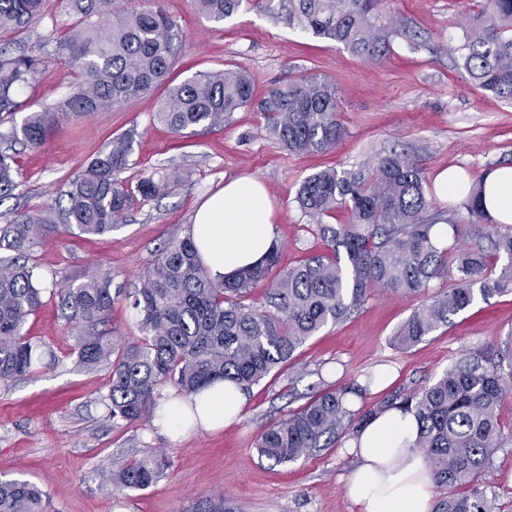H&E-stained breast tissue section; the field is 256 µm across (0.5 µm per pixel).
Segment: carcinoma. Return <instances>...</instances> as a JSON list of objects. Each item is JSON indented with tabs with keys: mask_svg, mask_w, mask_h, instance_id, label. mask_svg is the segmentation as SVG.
<instances>
[{
	"mask_svg": "<svg viewBox=\"0 0 512 512\" xmlns=\"http://www.w3.org/2000/svg\"><path fill=\"white\" fill-rule=\"evenodd\" d=\"M43 0H0V33L24 28L41 12ZM384 0H258L262 11L285 14L317 38L377 61L390 50L393 23H377ZM208 20L222 22L243 0H196ZM114 0H68L80 22L57 41V58L73 74L66 98L56 106L27 113L10 137L41 147L61 119L119 106L167 81L184 34L162 12L120 11ZM462 68L476 85L512 103V0H482L464 43L455 48ZM37 55L11 53L0 42V118L25 109L19 90L40 71ZM262 112L265 130L294 154L325 153L346 134L338 117L336 87L317 75L272 88L261 100L242 68L200 72L168 88L154 121L177 135L222 126L242 108ZM136 132L112 139L64 189L56 202L20 214L0 229V382L35 372L45 356L27 336L30 315L43 297L57 300L66 321L92 332L77 337L79 362L112 367L105 397L112 422L152 421L158 416L160 388L172 384L196 394L216 380L248 389L290 363L295 352L329 324H337L380 288L404 297L425 293L436 278L453 283L420 305L398 328L400 346L414 345L477 300L512 293V227L493 223L476 182L463 208L461 225L432 210L419 161L393 153L356 168L324 169L307 177L295 201L316 227L327 251L278 271L280 248L273 246L256 265L234 276L212 279L191 237L167 242L141 287L112 288V273L92 271L75 284L48 288L33 281L28 255L43 236L62 229L104 235L122 223L133 194L116 174L129 166ZM14 156L0 151V200L19 186ZM170 178L148 176L137 191L162 195ZM339 209L346 224H332ZM448 225L453 243L439 248L432 231ZM267 286L266 306L249 303L253 288ZM141 316L142 336L118 344L96 332L119 298ZM512 391V336L461 357L438 380L413 392H397L388 409H406L419 421L415 448L428 459L436 486L448 489L436 512H492L478 484L498 449L512 443L498 408ZM359 386L321 389L307 403L265 428L258 453L276 464L293 462L356 434L377 409L348 406ZM169 468L160 454L124 464L103 477L111 491L143 490ZM47 495L28 480H0V512H47ZM194 512H224V496L197 501Z\"/></svg>",
	"mask_w": 512,
	"mask_h": 512,
	"instance_id": "carcinoma-1",
	"label": "carcinoma"
}]
</instances>
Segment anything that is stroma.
Returning a JSON list of instances; mask_svg holds the SVG:
<instances>
[{
  "instance_id": "1",
  "label": "stroma",
  "mask_w": 512,
  "mask_h": 512,
  "mask_svg": "<svg viewBox=\"0 0 512 512\" xmlns=\"http://www.w3.org/2000/svg\"><path fill=\"white\" fill-rule=\"evenodd\" d=\"M115 4L160 9L179 20L184 41L171 70L175 81L237 65L260 99L308 73L328 78L346 135L330 152L294 155L266 133L259 112L246 108L228 125L177 136L153 120L166 94L161 87L62 121L38 149L9 144L12 122L2 120L0 150L14 155L20 186L0 202V226L53 203L82 164L131 129L134 152L119 180L133 187L153 173L174 177L167 194L139 201L110 234L43 237L29 262L43 284H66L102 267L111 270L113 287H140L164 244L187 235L201 201L242 174L259 176L274 200L285 270L326 250L295 202L302 181L320 170L357 167L394 151L419 160L430 180L450 166L475 181L487 169L512 165V104L480 89L447 51L463 42L477 11L474 0H386L381 22L395 16L402 26L376 62L270 17L248 0L220 23L203 17L194 0ZM75 22L63 0H45L32 24L0 37L43 59L35 85L19 92L35 108L55 104L69 90L71 76L55 59L53 43ZM422 302L376 290L347 319L311 336L292 364L252 386L241 422L172 437L145 421L112 424L104 407L110 366L79 365L76 330L57 301L46 300L26 330L53 360L37 376L0 383V479L34 482L55 512H192L198 498L216 490L223 491L227 512H357L343 492L353 458L334 447L277 465L259 455L257 438L319 389L361 384L353 407L375 408L396 391L432 383L466 350L512 335L511 293L477 302L414 346H399L397 329ZM381 368L391 369V380L368 387V375ZM155 451L165 452L171 466L151 487L112 494L103 488V474ZM479 488L492 512H512V444L496 454Z\"/></svg>"
}]
</instances>
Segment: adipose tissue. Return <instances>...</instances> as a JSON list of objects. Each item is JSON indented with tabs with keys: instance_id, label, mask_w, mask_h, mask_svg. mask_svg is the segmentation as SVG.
Masks as SVG:
<instances>
[{
	"instance_id": "ef3b65f1",
	"label": "adipose tissue",
	"mask_w": 512,
	"mask_h": 512,
	"mask_svg": "<svg viewBox=\"0 0 512 512\" xmlns=\"http://www.w3.org/2000/svg\"><path fill=\"white\" fill-rule=\"evenodd\" d=\"M484 207L495 223L512 224V167L483 178ZM276 213L265 184L252 175L225 183L200 204L191 224L210 276L219 280L257 264L275 243ZM246 397L234 383L219 381L198 395L166 404L156 424L170 434L214 431L236 422ZM419 435L412 412L390 409L376 415L345 450L356 467L345 494L359 512H430L432 477L414 443Z\"/></svg>"
}]
</instances>
